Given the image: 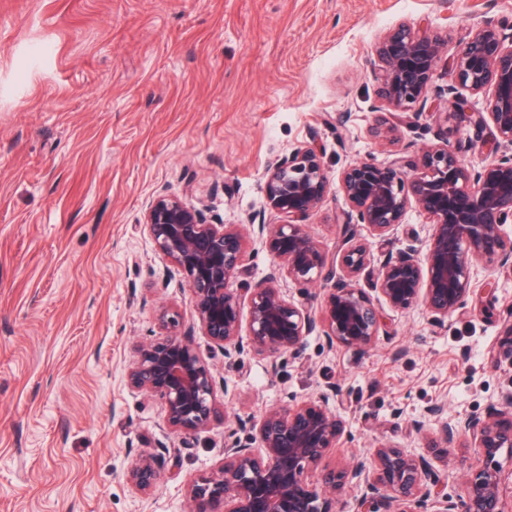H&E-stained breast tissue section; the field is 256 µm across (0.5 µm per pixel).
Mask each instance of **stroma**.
<instances>
[{
    "label": "stroma",
    "mask_w": 512,
    "mask_h": 512,
    "mask_svg": "<svg viewBox=\"0 0 512 512\" xmlns=\"http://www.w3.org/2000/svg\"><path fill=\"white\" fill-rule=\"evenodd\" d=\"M426 19L452 52L472 26L512 21V0H0V512H188L189 482L250 442L255 418L331 387L346 432L313 481L381 443L420 447L411 422L434 402L482 415L512 392V268L483 265L444 327L386 307L365 349L311 335L231 365L194 334L229 389L190 435L126 382L137 346L164 337L162 310L179 332L193 323L184 276L165 275L143 225L146 199L279 224L263 175L300 143L317 140L332 178L359 160H418L440 126L429 110L408 113L394 144L369 135L373 47ZM35 43L50 55L28 57ZM344 206L329 191L305 221L331 254ZM427 229L413 208L386 243L353 227L375 266L424 248ZM146 452L161 479L145 496L127 473Z\"/></svg>",
    "instance_id": "35a3bbf8"
}]
</instances>
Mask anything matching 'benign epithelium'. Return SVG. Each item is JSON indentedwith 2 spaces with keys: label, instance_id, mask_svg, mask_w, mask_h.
<instances>
[{
  "label": "benign epithelium",
  "instance_id": "benign-epithelium-1",
  "mask_svg": "<svg viewBox=\"0 0 512 512\" xmlns=\"http://www.w3.org/2000/svg\"><path fill=\"white\" fill-rule=\"evenodd\" d=\"M445 40L429 31L400 24L374 45L378 115L371 136L394 140L395 120L413 107L426 106L439 62L446 60L452 111L443 122L469 123L482 134L491 154L512 149V37L485 22L472 28L449 57ZM464 89L487 94V111L473 108ZM346 209L339 224H363L385 242L403 223L408 209L430 219L426 253L412 248L388 256L373 271L363 244L347 240L331 258L306 232L303 220L327 196L330 180L316 140L293 148L268 169L263 191L282 224L210 223L203 210L174 195L150 199L144 226L168 268L187 280L195 323L202 335L222 348L232 363L253 352L270 357L294 351L318 332L331 346L364 349L378 336L379 304L409 310L423 304L428 323L440 328L456 312L472 287L475 264L512 265V155L473 170L460 155L448 128L412 164L397 157L382 166L355 162L338 175ZM260 240L279 260L271 272L241 294L232 280L244 266L249 237ZM366 276L371 291L359 284ZM300 285L331 284L320 308L286 297L278 281ZM248 320L242 321V305ZM129 386L163 400L168 427L186 434L206 428L216 415V380L191 340L178 334L141 345L127 367ZM320 393L292 406L265 411L252 423L259 448L235 442L224 448V462L188 486L190 512H342L336 508L345 488L356 491L351 512H504L502 478L496 457L512 455V393L502 408L464 419L448 417L447 405L429 406L413 422L419 433L432 421L438 440L417 451L382 445L370 458L358 457L341 468L322 471L317 485L307 470L339 445L345 421ZM468 436L483 465L461 476L463 494L447 492V483L431 463ZM160 478L156 456L144 454L128 480L148 494Z\"/></svg>",
  "mask_w": 512,
  "mask_h": 512
}]
</instances>
